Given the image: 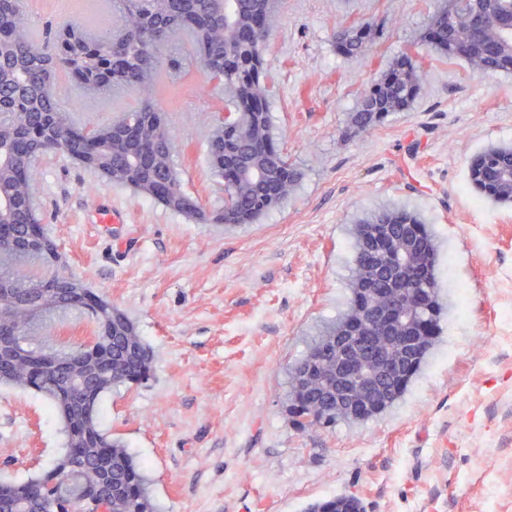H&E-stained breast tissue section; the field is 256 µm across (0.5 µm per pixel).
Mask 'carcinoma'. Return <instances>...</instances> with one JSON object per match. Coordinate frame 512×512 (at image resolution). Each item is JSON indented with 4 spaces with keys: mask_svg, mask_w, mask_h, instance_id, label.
<instances>
[{
    "mask_svg": "<svg viewBox=\"0 0 512 512\" xmlns=\"http://www.w3.org/2000/svg\"><path fill=\"white\" fill-rule=\"evenodd\" d=\"M480 27L473 24L474 0H443L417 44L450 61L465 62L478 74L512 72V0H479ZM121 14L117 33L100 35L85 25H70L56 35L51 51L38 47L25 0H0V198L9 202L15 248L0 253V383L31 387L64 421L63 454L51 471L20 485L0 484V512H56L67 503L74 512H95L99 503L112 512H157L143 470L119 440L97 426L100 395L112 386L140 383L152 373V355L134 324L118 308L91 294L69 288L70 278L54 272L45 280L28 275L41 261L28 250L34 183L31 159L62 151L76 163L99 171L110 182L129 187L185 218L205 224H253L288 199L300 178L274 134L268 80L262 55L276 11L274 0H112ZM383 27L365 23L336 31V48L346 58L366 56L381 39ZM189 38L206 58L210 80L222 83L232 101L229 124L217 127L209 144L212 166L224 178V207L208 209L187 193L173 164L177 142L165 111L155 99L159 72L156 50ZM63 66L87 95L103 97L131 89L138 107L113 123L98 125L62 111L49 84ZM416 66L409 55L390 68L360 98L348 128L365 132L410 105L417 94ZM476 194L512 203V147H492L468 167ZM351 302L337 326L328 328L288 372L286 398L293 427L305 433L339 421H364L391 407L424 363L438 331L443 304L437 277V243L419 216L405 209H384L354 225ZM419 247L418 263L402 266L399 255ZM52 294L42 295L43 283ZM374 295L373 311L392 303L397 314L382 336L365 337L353 350L373 362L378 392L348 400L336 392V327L358 334L376 322L360 320L357 296ZM68 308L84 310L95 324L104 353L76 378L67 371L31 379V333L44 317ZM72 476L54 487L56 473ZM94 490L81 493L93 475ZM310 512H364L355 496H336Z\"/></svg>",
    "mask_w": 512,
    "mask_h": 512,
    "instance_id": "1",
    "label": "carcinoma"
}]
</instances>
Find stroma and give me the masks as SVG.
Returning a JSON list of instances; mask_svg holds the SVG:
<instances>
[{
  "label": "stroma",
  "mask_w": 512,
  "mask_h": 512,
  "mask_svg": "<svg viewBox=\"0 0 512 512\" xmlns=\"http://www.w3.org/2000/svg\"><path fill=\"white\" fill-rule=\"evenodd\" d=\"M437 0H279L264 66L275 134L302 177L253 224H201L60 152L33 164L43 233L60 270L130 318L152 375L105 393L97 422L142 465L160 512H305L350 494L365 512H512V203L476 198L468 164L512 146V73L476 74L418 50ZM389 19L370 57L345 58L334 33ZM176 100L160 96L187 193L224 203L208 143L224 88L189 41ZM418 94L381 125L351 132L364 91L403 53ZM69 113L106 123L128 90L90 98L57 69ZM406 208L438 246L444 314L404 396L361 423L302 434L285 410L288 370L346 311L353 224ZM466 300H458L457 288ZM78 310L34 330L56 350L85 335ZM58 414L32 389L0 386V484L48 470L63 446Z\"/></svg>",
  "instance_id": "35a3bbf8"
}]
</instances>
